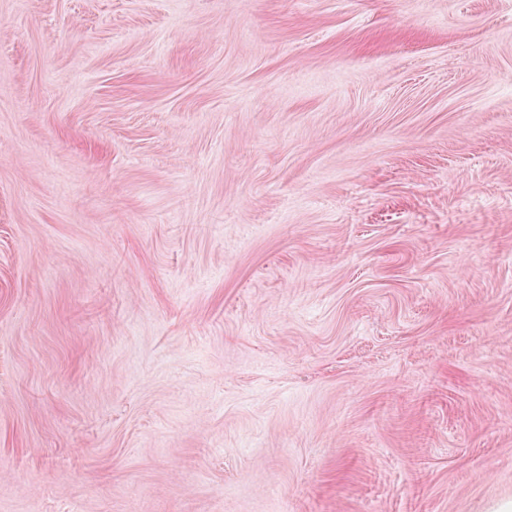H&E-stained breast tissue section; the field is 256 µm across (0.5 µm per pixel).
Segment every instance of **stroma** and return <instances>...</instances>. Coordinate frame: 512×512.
Segmentation results:
<instances>
[{
	"instance_id": "stroma-1",
	"label": "stroma",
	"mask_w": 512,
	"mask_h": 512,
	"mask_svg": "<svg viewBox=\"0 0 512 512\" xmlns=\"http://www.w3.org/2000/svg\"><path fill=\"white\" fill-rule=\"evenodd\" d=\"M512 500V0H0V512Z\"/></svg>"
}]
</instances>
